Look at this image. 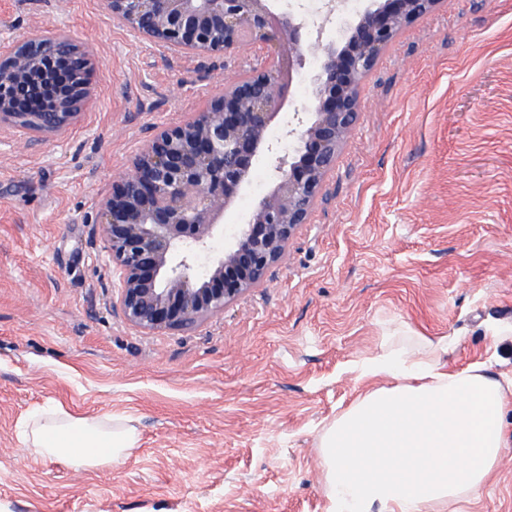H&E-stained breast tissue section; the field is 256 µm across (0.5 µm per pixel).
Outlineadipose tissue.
I'll return each mask as SVG.
<instances>
[{
    "label": "adipose tissue",
    "mask_w": 512,
    "mask_h": 512,
    "mask_svg": "<svg viewBox=\"0 0 512 512\" xmlns=\"http://www.w3.org/2000/svg\"><path fill=\"white\" fill-rule=\"evenodd\" d=\"M447 342L411 358L399 348L364 360L363 375L392 386L367 393L322 438L328 512H441L478 494L512 446V379L471 366L451 373ZM37 455L70 465H111L138 442L132 426L40 407L24 422Z\"/></svg>",
    "instance_id": "ef3b65f1"
}]
</instances>
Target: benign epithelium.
<instances>
[{
  "mask_svg": "<svg viewBox=\"0 0 512 512\" xmlns=\"http://www.w3.org/2000/svg\"><path fill=\"white\" fill-rule=\"evenodd\" d=\"M278 0H105L112 18L173 52L230 58L245 40L261 56L188 119L160 129L112 182L96 224L118 282L112 307L130 325L186 329L224 311L283 260L308 218L340 146L360 112L359 86L398 34L440 0H366L345 41L304 38L306 19L276 12ZM321 58L312 107L285 132L270 127L290 97L293 72ZM91 54L64 31H35L0 54V121L34 133L65 129L91 94ZM265 163L270 191L224 253L210 257L224 217ZM213 272L200 280L201 258Z\"/></svg>",
  "mask_w": 512,
  "mask_h": 512,
  "instance_id": "benign-epithelium-1",
  "label": "benign epithelium"
}]
</instances>
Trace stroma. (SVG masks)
Segmentation results:
<instances>
[{"label": "stroma", "mask_w": 512, "mask_h": 512, "mask_svg": "<svg viewBox=\"0 0 512 512\" xmlns=\"http://www.w3.org/2000/svg\"><path fill=\"white\" fill-rule=\"evenodd\" d=\"M279 0L343 43L356 0ZM62 29L93 56L92 95L54 135L0 124V512H327L325 430L367 393L363 359L447 338L449 369L512 376V0H442L361 82V112L322 197L262 286L200 325L144 330L112 307L99 199L155 127L200 111L256 52L175 54L113 22L104 0H0V51ZM308 56L270 135L312 98ZM271 189L236 198L222 253ZM129 421L112 466L31 455L39 406ZM444 512H512V447Z\"/></svg>", "instance_id": "35a3bbf8"}]
</instances>
